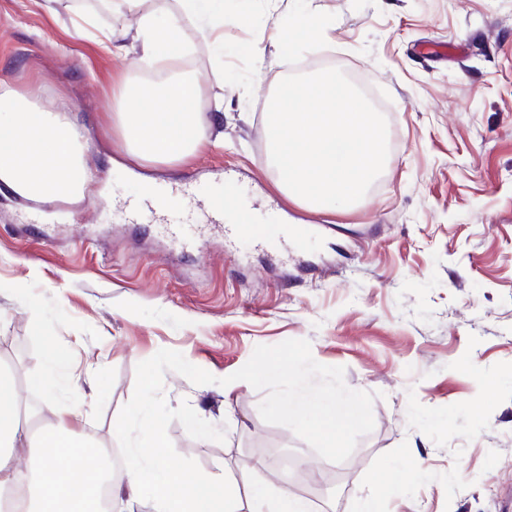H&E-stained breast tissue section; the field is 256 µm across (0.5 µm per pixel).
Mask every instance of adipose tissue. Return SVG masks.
Instances as JSON below:
<instances>
[{
  "label": "adipose tissue",
  "mask_w": 512,
  "mask_h": 512,
  "mask_svg": "<svg viewBox=\"0 0 512 512\" xmlns=\"http://www.w3.org/2000/svg\"><path fill=\"white\" fill-rule=\"evenodd\" d=\"M110 11L136 18L131 38L144 60L177 59L185 45L180 19L191 15L204 39L224 45V13L210 0H103ZM196 74L176 70L155 84L118 83L112 89L110 129L128 153L142 163L181 164L205 145H223V104L206 112ZM83 131L61 112L37 103L36 91L22 92L0 82V187L39 200L50 196L82 197L91 178L84 155ZM56 424L31 448L33 466L13 460L19 442L12 379L0 374V502L12 512H98L93 489L106 474L97 449L76 434L74 409L55 410ZM159 427L148 428L131 446L118 480L130 498L149 497L153 512H311L307 499L253 485L247 498L223 479L188 474L163 451ZM411 469L400 464L385 470L380 487L367 496L360 512H387L386 498L404 493Z\"/></svg>",
  "instance_id": "1"
}]
</instances>
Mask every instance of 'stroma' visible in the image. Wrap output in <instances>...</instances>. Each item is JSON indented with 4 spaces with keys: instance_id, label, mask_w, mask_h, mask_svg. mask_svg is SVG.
<instances>
[{
    "instance_id": "stroma-1",
    "label": "stroma",
    "mask_w": 512,
    "mask_h": 512,
    "mask_svg": "<svg viewBox=\"0 0 512 512\" xmlns=\"http://www.w3.org/2000/svg\"><path fill=\"white\" fill-rule=\"evenodd\" d=\"M0 0V81L35 89L43 109L67 106L88 136L93 179L82 199L34 203L0 190V371L15 376L21 421L54 424L30 385L47 345L76 366L61 406L76 431L117 447L135 369L163 348L214 376L196 385L168 371L169 407L188 402L225 443L189 436L176 451L208 475L248 489L276 481L282 451L310 463L299 489L313 512H354L387 466L415 459L388 512H512V0H224V52L182 17V69L202 106L224 103V145L185 166L139 167L103 124L123 79H158L137 49L107 53L77 34V5ZM305 14L333 24L331 41L298 29ZM279 25L288 48L255 76L246 45ZM357 81L388 124L381 175L358 202L314 210L277 187L264 137L278 82L320 62ZM259 92H251L253 82ZM176 183L184 224L204 221L207 186L227 220L251 227L233 243L209 234L191 248L163 224L128 223L124 202L145 183ZM309 232L287 251L262 247L281 225ZM305 339L314 359L374 393L375 426L332 463L291 429L263 421L261 391L219 386L259 345Z\"/></svg>"
}]
</instances>
